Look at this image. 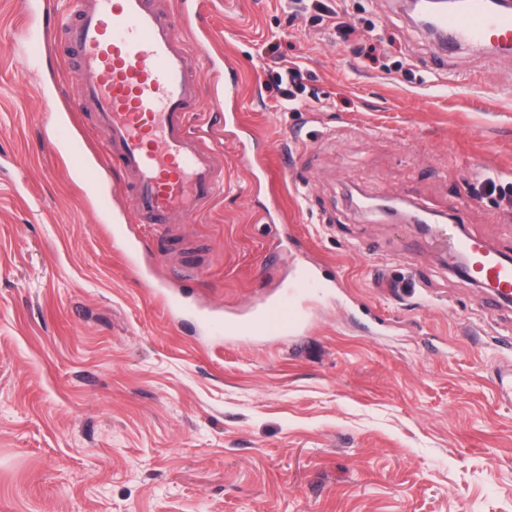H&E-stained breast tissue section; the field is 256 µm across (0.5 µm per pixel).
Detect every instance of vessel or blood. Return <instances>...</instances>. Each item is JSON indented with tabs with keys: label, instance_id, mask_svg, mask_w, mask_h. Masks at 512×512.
<instances>
[{
	"label": "vessel or blood",
	"instance_id": "vessel-or-blood-1",
	"mask_svg": "<svg viewBox=\"0 0 512 512\" xmlns=\"http://www.w3.org/2000/svg\"><path fill=\"white\" fill-rule=\"evenodd\" d=\"M53 0H21L24 18L49 27ZM215 0H75L76 20L66 29L78 49L79 98L94 112L108 138L97 151L112 159L123 177L120 189L132 197L141 224L158 243L179 244L180 226L201 214L224 183V154L195 132L189 117L203 96L214 105L233 96L240 78L227 56H206L213 39L205 15ZM452 44L512 42V11L492 8L489 0H466L465 7L437 21ZM223 71L224 87L205 93L199 60ZM76 175L102 211L112 193L99 185L94 168L78 162ZM454 250L469 259L468 277L489 289L498 302H512V259L475 236L463 235ZM214 336H267L301 332L306 323L288 301L270 303L250 320L209 319Z\"/></svg>",
	"mask_w": 512,
	"mask_h": 512
}]
</instances>
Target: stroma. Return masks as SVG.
Listing matches in <instances>:
<instances>
[{
  "label": "stroma",
  "mask_w": 512,
  "mask_h": 512,
  "mask_svg": "<svg viewBox=\"0 0 512 512\" xmlns=\"http://www.w3.org/2000/svg\"><path fill=\"white\" fill-rule=\"evenodd\" d=\"M57 2L47 57L0 0V512H512V308L441 245L512 257V204L471 196L475 171L512 179V59L439 57L398 0H324L372 59L292 0H222L209 51L241 66L235 126L267 174L219 137L224 187L186 247L112 195L191 307L247 318L293 293L306 315L217 340L169 315L52 149L38 87L73 102L80 81ZM296 64L318 99L292 112L270 74Z\"/></svg>",
  "instance_id": "obj_1"
}]
</instances>
